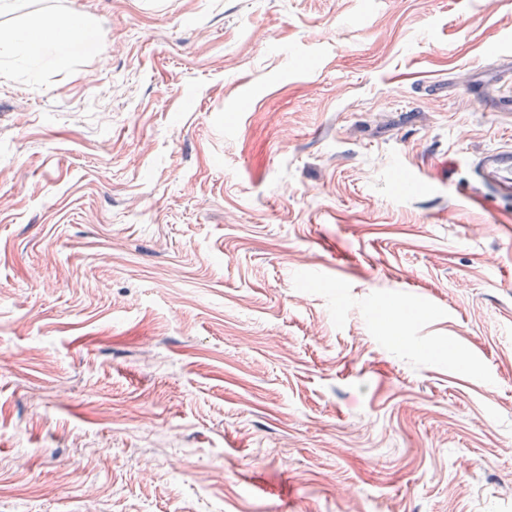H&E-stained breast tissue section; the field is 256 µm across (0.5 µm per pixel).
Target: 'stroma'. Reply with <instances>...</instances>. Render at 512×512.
<instances>
[{
  "label": "stroma",
  "mask_w": 512,
  "mask_h": 512,
  "mask_svg": "<svg viewBox=\"0 0 512 512\" xmlns=\"http://www.w3.org/2000/svg\"><path fill=\"white\" fill-rule=\"evenodd\" d=\"M0 512H512V0H10ZM90 28L86 23L79 26L73 23L47 22L42 30L20 29L4 43L0 42V55L2 52L9 55H37L44 52L50 44L65 47L85 38ZM78 33L83 37L78 38ZM478 183L485 186L495 199L512 196V151L498 148L482 154L474 163Z\"/></svg>",
  "instance_id": "stroma-1"
}]
</instances>
